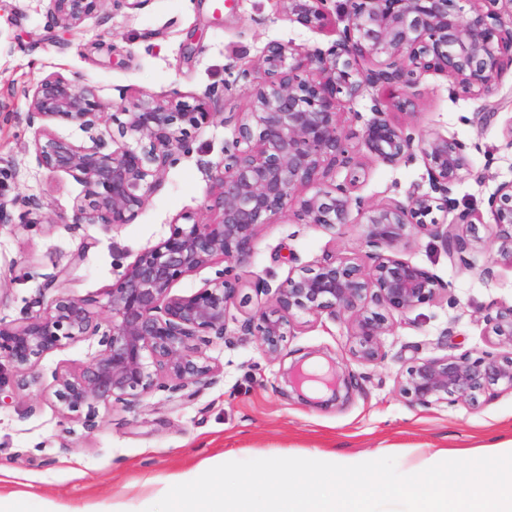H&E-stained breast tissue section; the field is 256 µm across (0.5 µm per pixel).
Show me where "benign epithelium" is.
<instances>
[{"instance_id":"obj_1","label":"benign epithelium","mask_w":512,"mask_h":512,"mask_svg":"<svg viewBox=\"0 0 512 512\" xmlns=\"http://www.w3.org/2000/svg\"><path fill=\"white\" fill-rule=\"evenodd\" d=\"M54 24L72 28L94 13L103 0H46ZM292 22L320 34L336 35L327 47L312 50L281 43L267 47L254 70L248 111L238 113L232 147L208 166L206 223H171L170 234L140 252L119 279L105 290L106 303L69 294L64 288L45 297L13 322L0 320V358L17 373L16 385L48 353L84 340L98 349L74 372L56 373L48 387L64 416L85 413L83 426L98 428V409H130L163 390L181 392L209 385L219 368L204 348L226 334V317L237 304L238 267L248 262L259 229L297 206L304 224L330 230L361 218V238L371 264L357 257L325 255L313 265L291 267L272 289L264 281L257 292L271 295L249 313L242 331L257 324L264 355L280 356L297 319L323 314L347 317L349 356L363 364L385 357L383 338L393 317L448 296V284L426 267L401 257L413 232L441 241L452 264L475 269L466 253L485 250L495 264L512 265V180L490 195L487 212L456 211L451 198L463 178L478 182L486 173L471 162L470 147L440 133L417 132L392 118L416 107L414 88L428 73L445 76L452 87L484 101L482 118L495 115L490 105L507 67H512V0H278ZM343 27H338V24ZM29 96L28 124L35 128L37 165L64 172L83 184L74 223L86 221L112 230L130 224L160 185L177 155L189 152L185 135L216 119L203 95L172 93L165 101L133 102L122 116L102 110L93 87L60 73L44 77ZM369 96L370 116L353 119L352 134L341 125L340 106ZM77 126L91 145L56 136L52 126ZM136 146L108 149L117 138ZM423 161L429 190L415 188L405 199L370 203L356 194L364 160L397 166ZM346 169L341 183L330 173ZM40 209L34 197L0 194V223ZM451 216L440 222L434 212ZM494 226L485 240L477 226ZM221 263L215 277L190 294L172 293L179 279ZM486 335L512 347V305L486 317ZM303 361L285 372L288 384L302 392ZM512 391V353L416 357L400 373V393L421 406L474 405Z\"/></svg>"}]
</instances>
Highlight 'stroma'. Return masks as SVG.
I'll use <instances>...</instances> for the list:
<instances>
[{
    "instance_id": "obj_1",
    "label": "stroma",
    "mask_w": 512,
    "mask_h": 512,
    "mask_svg": "<svg viewBox=\"0 0 512 512\" xmlns=\"http://www.w3.org/2000/svg\"><path fill=\"white\" fill-rule=\"evenodd\" d=\"M305 49L326 46V36L288 21L277 0H103L74 29L55 25L44 0H0V193L39 199L26 227L0 226V320L20 318L46 285L54 265L67 267L62 287L84 297L102 296L126 266L169 232L176 216L198 222L207 208L205 167L221 159L234 139L236 113L245 111L248 74L269 43ZM81 75L104 111L152 101L172 91L217 93V119L188 138L161 186L132 223L113 231L74 225V205L84 188L68 174L52 173L35 160L26 120L27 90L50 73ZM411 123L472 146L486 179H467L453 190L458 209L485 210L497 186L512 179V148L505 128L512 120V69L495 97L498 114L480 120V100L453 91L440 75L421 77ZM427 191L421 160L397 167L370 164L360 196L379 203L404 198L410 188ZM332 252L365 255L359 224L333 230L298 223L291 215L261 228L249 262L240 267L241 297L257 303L253 284L277 287L288 276L289 255L309 264ZM403 258L434 272L451 288V302L425 304L397 319L384 338V361L350 360L345 318L299 319L284 358L263 355L257 334L241 335L245 307H231L227 331L234 344L214 340L206 354L221 368L212 384L173 394L155 392L137 406L100 408L99 426L86 432L76 416L59 413L44 389L54 373L82 367L97 348L90 339L45 355L29 387L18 388L11 364H0V462L10 474L0 494L13 495L12 512H146L165 495L176 474L204 469L208 460L303 457L314 451L397 459L408 473L420 449H471L490 438H512V393L472 407L439 403L423 407L400 394L397 379L411 357L451 353L478 357L490 345L485 316L494 303H512V268L491 264L486 252L470 254V266L448 260L438 239L414 235ZM492 265L493 274H474ZM342 363L347 400L293 392L282 366L295 360Z\"/></svg>"
}]
</instances>
